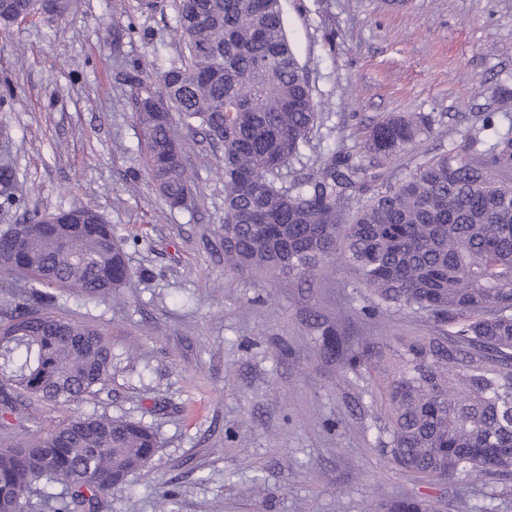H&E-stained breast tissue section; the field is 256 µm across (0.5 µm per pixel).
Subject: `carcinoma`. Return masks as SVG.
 <instances>
[{
	"label": "carcinoma",
	"instance_id": "1",
	"mask_svg": "<svg viewBox=\"0 0 512 512\" xmlns=\"http://www.w3.org/2000/svg\"><path fill=\"white\" fill-rule=\"evenodd\" d=\"M185 62L155 80L134 79L128 99L144 162L160 194L182 207L191 193L173 131L198 130L219 150L224 177V260L241 272L308 278L339 259L373 295L365 314L426 313V336L345 358L371 376L384 419L388 463L421 480L479 469L512 480V136L470 156L451 149L367 199V171L413 146L430 119L390 114L364 143L366 162L330 150L291 188L277 184L309 143L319 118L305 67L288 40L282 0H175ZM32 16L31 0H0V25ZM16 170L0 165V209L19 208ZM356 200L341 222L344 202ZM38 216L18 253L0 250L9 318L0 324V416L30 420L45 405L70 406L105 389L112 347L90 322L50 308L56 291L85 299L126 284L122 240L95 214L65 248ZM158 440L139 422L73 415L41 433L25 430L0 448V512H28L32 486L52 512H99L142 470ZM390 512H432L403 498Z\"/></svg>",
	"mask_w": 512,
	"mask_h": 512
}]
</instances>
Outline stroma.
<instances>
[{"label":"stroma","mask_w":512,"mask_h":512,"mask_svg":"<svg viewBox=\"0 0 512 512\" xmlns=\"http://www.w3.org/2000/svg\"><path fill=\"white\" fill-rule=\"evenodd\" d=\"M288 37L321 119L289 178L327 150L362 157L391 113L431 117L432 133L382 168L396 183L449 149L484 150L512 129V0H283ZM174 0H76L62 17L0 29V160L20 208L0 229L81 204L112 224L130 277L118 294L61 292L60 315L97 324L112 382L80 405L48 406L36 428L106 412L150 427L149 467L101 512H387L403 497L455 512H512V480L472 469L422 483L380 452L371 379L345 367L363 344L427 335L423 313L370 320V298L337 262L307 279L224 266V180L200 133L174 131L194 169L195 205L170 207L142 162L128 106L136 72L181 64ZM335 329L340 350L325 349Z\"/></svg>","instance_id":"1"}]
</instances>
